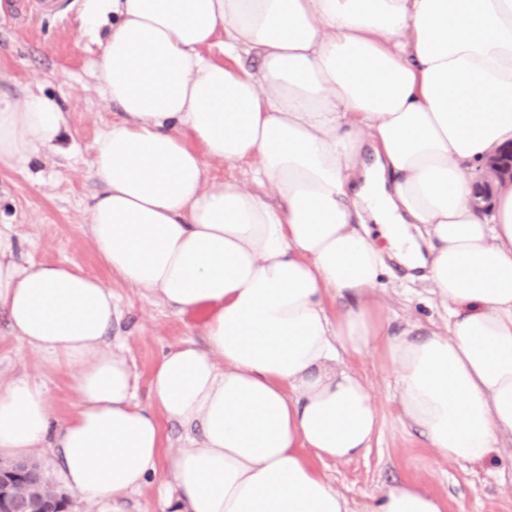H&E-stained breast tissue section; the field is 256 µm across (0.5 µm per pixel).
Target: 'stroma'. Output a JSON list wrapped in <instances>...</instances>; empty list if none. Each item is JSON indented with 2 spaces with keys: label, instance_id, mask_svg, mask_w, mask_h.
Here are the masks:
<instances>
[{
  "label": "stroma",
  "instance_id": "obj_1",
  "mask_svg": "<svg viewBox=\"0 0 512 512\" xmlns=\"http://www.w3.org/2000/svg\"><path fill=\"white\" fill-rule=\"evenodd\" d=\"M58 3L56 14L16 21L9 0H0V98L18 102L29 94L52 96L65 112L68 127L64 152L47 151L24 163L0 162V229L15 233L20 261L73 262L111 287L119 315L108 339L121 344L138 377L137 399L143 402L150 372L162 353L199 340L205 317L176 314L123 284L102 265L85 233L89 206L100 190L91 173L90 146L118 119L119 110L101 95L93 75L98 46L80 30L84 0ZM373 300L392 328L415 324L425 332L445 325L447 314L430 284L411 276L397 259H387ZM344 362L366 382L380 416L366 454L322 466L355 512L383 488L404 482L418 483L439 496L446 512H512V487L504 488L500 479L502 470L512 468L511 440L479 467L448 459L403 417L395 399V378L380 345L347 355ZM0 376L44 383L58 419H65L77 404L70 375L46 368L38 354L10 336L1 314ZM166 481L165 474H157L123 499L94 506L76 498L71 512H173Z\"/></svg>",
  "mask_w": 512,
  "mask_h": 512
}]
</instances>
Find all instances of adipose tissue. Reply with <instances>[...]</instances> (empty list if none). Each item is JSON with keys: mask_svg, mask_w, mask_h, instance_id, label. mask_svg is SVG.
I'll use <instances>...</instances> for the list:
<instances>
[{"mask_svg": "<svg viewBox=\"0 0 512 512\" xmlns=\"http://www.w3.org/2000/svg\"><path fill=\"white\" fill-rule=\"evenodd\" d=\"M82 27L123 113L91 146L86 232L113 276L205 313L203 340L166 352L136 402L105 344L111 288L74 263H19L0 230V311L45 366L73 370L78 395L59 421L42 384L0 381V456L57 449L89 503L163 468L185 512H354L316 463L370 449L379 414L342 356L377 341L432 448L473 464L498 452L512 434V183L485 210L472 194L512 145V0H86ZM252 53L258 71L235 67ZM65 126L52 98L0 101V162L54 147ZM246 159L252 188L209 174ZM366 210L387 247L357 230ZM387 248L426 269L445 330L396 331L376 312ZM336 297L351 303L329 310ZM366 512L445 504L406 482Z\"/></svg>", "mask_w": 512, "mask_h": 512, "instance_id": "obj_1", "label": "adipose tissue"}]
</instances>
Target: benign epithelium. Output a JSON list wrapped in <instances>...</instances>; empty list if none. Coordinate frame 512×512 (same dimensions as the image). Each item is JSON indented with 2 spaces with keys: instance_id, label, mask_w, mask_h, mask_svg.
Instances as JSON below:
<instances>
[{
  "instance_id": "1",
  "label": "benign epithelium",
  "mask_w": 512,
  "mask_h": 512,
  "mask_svg": "<svg viewBox=\"0 0 512 512\" xmlns=\"http://www.w3.org/2000/svg\"><path fill=\"white\" fill-rule=\"evenodd\" d=\"M492 174L512 180V148L489 161ZM38 481L37 469L29 461L0 465V512H69L70 498L56 490L32 495L28 489Z\"/></svg>"
}]
</instances>
